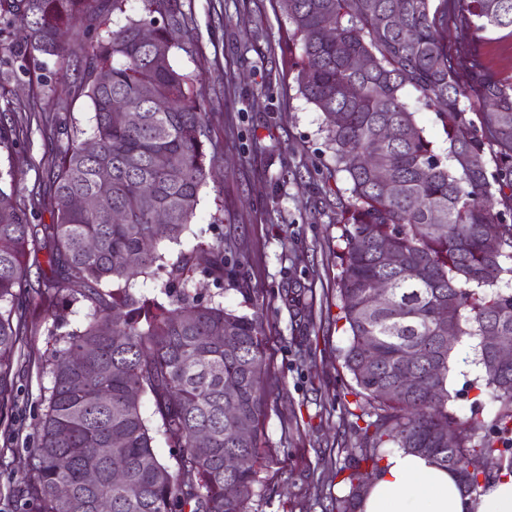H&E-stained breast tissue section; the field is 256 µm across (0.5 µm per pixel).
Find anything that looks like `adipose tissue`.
Returning a JSON list of instances; mask_svg holds the SVG:
<instances>
[{
  "mask_svg": "<svg viewBox=\"0 0 512 512\" xmlns=\"http://www.w3.org/2000/svg\"><path fill=\"white\" fill-rule=\"evenodd\" d=\"M358 512H512V475L470 495L431 457L397 448L382 460Z\"/></svg>",
  "mask_w": 512,
  "mask_h": 512,
  "instance_id": "obj_1",
  "label": "adipose tissue"
}]
</instances>
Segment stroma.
I'll return each instance as SVG.
<instances>
[{"label": "stroma", "instance_id": "obj_1", "mask_svg": "<svg viewBox=\"0 0 512 512\" xmlns=\"http://www.w3.org/2000/svg\"><path fill=\"white\" fill-rule=\"evenodd\" d=\"M184 23L172 27L173 61L194 77L209 113L206 146L215 166L200 194L196 216L167 257L197 243L223 244L238 265L235 284L192 285L240 313H260L266 350L268 397L259 427L265 464L246 512H336L343 488L331 469L358 447L360 433L336 403L351 377L341 352L347 338L336 327V244L340 211L350 202L345 174L328 180L333 162L320 130L321 116L298 91L288 67V20L275 0H177ZM142 14L141 0L113 10L65 38L69 60L82 54L87 34L105 33ZM15 27L0 26V123L21 129L0 168L20 182L18 203L35 224L51 221V162L59 140L50 131L67 123L72 135L90 132L87 98L69 93L56 58L34 60L19 52ZM59 111H47V103ZM306 307L288 306V292ZM46 323L34 320L32 345L16 374L11 425L0 426V512H32L18 492L51 377L42 367L53 344ZM477 372L463 364L450 387L457 415L492 414L488 396L474 386Z\"/></svg>", "mask_w": 512, "mask_h": 512}]
</instances>
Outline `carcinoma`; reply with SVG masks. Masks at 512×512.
Returning a JSON list of instances; mask_svg holds the SVG:
<instances>
[{"label": "carcinoma", "mask_w": 512, "mask_h": 512, "mask_svg": "<svg viewBox=\"0 0 512 512\" xmlns=\"http://www.w3.org/2000/svg\"><path fill=\"white\" fill-rule=\"evenodd\" d=\"M142 2L147 16L86 42L83 75L68 85L90 102L93 126L86 138L67 135L53 161V223H31L15 202V174L0 170V424L12 417L27 317L43 309L58 325L73 308L86 310L82 326L44 357L51 387L22 479L35 512H99L101 503L109 512H245L256 483L267 405L262 319L186 288L196 249L174 260L160 250L164 241L181 243L212 163L205 104L194 79L174 67L169 31L153 17L176 25L183 15L175 0ZM278 2L288 45L300 49L289 59L298 90L321 112L334 171L350 184L336 321L348 336L342 360L352 384L336 399L365 426L351 460L336 468L348 488L336 512H356L362 467L378 469L393 448L434 458L477 495L512 475V458L499 448L512 443V362L495 366L482 347L490 330L512 336V78L486 71L477 53L491 34L512 37V0ZM96 9L97 0H0V17L21 19L31 48L55 57L64 53L62 33ZM450 12L465 61L448 48ZM146 25L155 29L151 43L140 39ZM356 57L371 68L352 67ZM473 94L477 113L463 105ZM115 104L137 120L117 121ZM424 110L442 124L443 152L418 122ZM355 155L366 163L353 165ZM385 181L395 193L383 191ZM77 197L99 204L78 209ZM117 211L121 224L112 222ZM159 211L167 215L161 228L153 223ZM386 239L395 266L381 262ZM40 251L50 275L34 284L27 257ZM202 273L217 286L237 277L221 244L209 248ZM139 277L154 280L167 303L148 305L132 293ZM445 312L472 352L476 382L491 394L489 431L448 409L454 355L439 333ZM215 329L238 343L236 353L211 340ZM367 342L377 351L369 365ZM407 373L418 377L412 390L402 387ZM145 395L155 427L141 410ZM241 418L252 426L246 441L236 438ZM449 427L459 437L451 448L440 440ZM155 430L175 449V465L157 456ZM199 430L209 435L204 446ZM234 454L251 465L224 471V456ZM474 456L485 468L471 473ZM116 464L126 474L121 485L112 482ZM87 470L96 473L90 483ZM61 484L70 487L65 501L54 493ZM227 484L235 495L224 494Z\"/></svg>", "instance_id": "cac0c4a2"}]
</instances>
